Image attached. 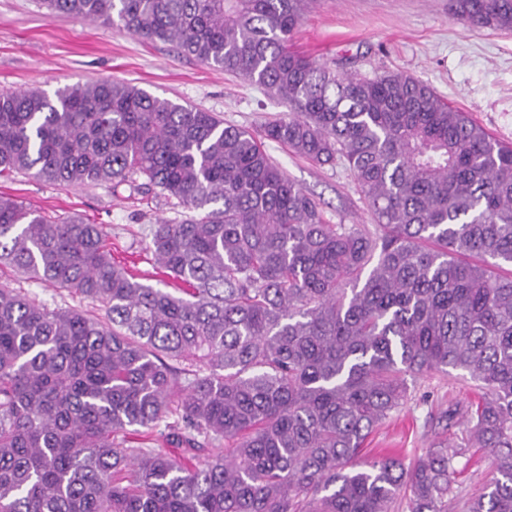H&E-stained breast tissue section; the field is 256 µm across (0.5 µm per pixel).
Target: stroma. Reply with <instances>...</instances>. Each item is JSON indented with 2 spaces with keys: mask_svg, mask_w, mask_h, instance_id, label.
I'll return each mask as SVG.
<instances>
[{
  "mask_svg": "<svg viewBox=\"0 0 512 512\" xmlns=\"http://www.w3.org/2000/svg\"><path fill=\"white\" fill-rule=\"evenodd\" d=\"M296 47L340 72L371 78L404 71L512 143V31L467 27L454 0H315L293 35ZM125 80L182 105L218 113L225 123L254 128L287 113L263 89L187 57L174 46L146 41L99 22L49 15L41 0H0V91L57 88L90 79ZM267 151L289 179L312 194L331 224L375 220L343 162L318 166L271 142ZM8 195L54 218L79 214L104 226L116 260L149 277L157 270L147 248L149 229L176 217L179 207L152 191L123 185L59 186L24 175L0 177ZM0 285L22 288L48 305L93 310L67 290L26 281L0 265ZM400 411L368 439L373 448L423 454L432 441L462 443L464 425H438L440 413L465 404L477 384L465 373H433L411 380Z\"/></svg>",
  "mask_w": 512,
  "mask_h": 512,
  "instance_id": "stroma-1",
  "label": "stroma"
}]
</instances>
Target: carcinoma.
Masks as SVG:
<instances>
[{"instance_id":"1","label":"carcinoma","mask_w":512,"mask_h":512,"mask_svg":"<svg viewBox=\"0 0 512 512\" xmlns=\"http://www.w3.org/2000/svg\"><path fill=\"white\" fill-rule=\"evenodd\" d=\"M42 3L170 43L288 113L249 130L115 79L0 93V177L185 209L150 227L153 285L102 225L0 196V263L104 309L0 287V512H448L466 449L364 446L407 378L452 371L479 394L438 422L462 418L495 470L465 512H512V144L408 74L294 51L311 0ZM455 15L511 30L512 0ZM267 141L343 161L376 232L326 223Z\"/></svg>"}]
</instances>
